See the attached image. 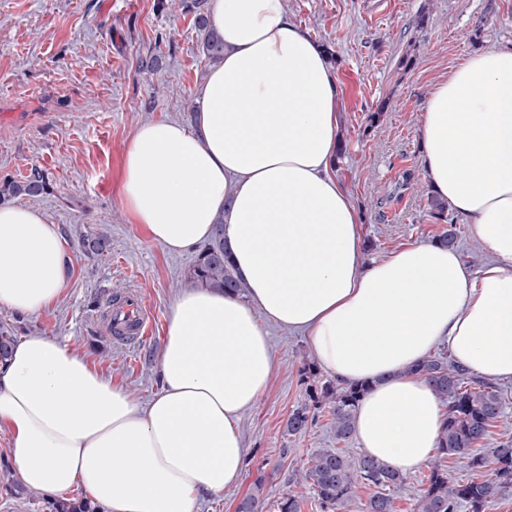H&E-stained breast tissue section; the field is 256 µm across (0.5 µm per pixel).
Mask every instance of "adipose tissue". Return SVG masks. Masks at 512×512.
I'll return each instance as SVG.
<instances>
[{
	"instance_id": "ef3b65f1",
	"label": "adipose tissue",
	"mask_w": 512,
	"mask_h": 512,
	"mask_svg": "<svg viewBox=\"0 0 512 512\" xmlns=\"http://www.w3.org/2000/svg\"><path fill=\"white\" fill-rule=\"evenodd\" d=\"M224 59L192 124L140 125L120 194L147 238L179 253L222 224L245 294L194 286L173 299L161 390L141 405L47 336L0 362V432L30 489L83 487L106 512H195L234 484L240 422L277 361L264 321L308 336L338 380L367 384L355 414L365 455L407 473L436 448L443 415L410 368L435 346L489 381L512 379V46L472 55L437 82L421 115L434 194L470 223L487 260L425 242L369 263L359 215L333 172L339 89L326 51L285 0H209ZM58 225L0 206V306L24 315L62 295Z\"/></svg>"
}]
</instances>
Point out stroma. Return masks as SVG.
<instances>
[{"label": "stroma", "mask_w": 512, "mask_h": 512, "mask_svg": "<svg viewBox=\"0 0 512 512\" xmlns=\"http://www.w3.org/2000/svg\"><path fill=\"white\" fill-rule=\"evenodd\" d=\"M287 7L332 52L341 91L334 170L360 213L366 260L435 240L444 224L428 206L420 116L434 85L466 58L512 45V0H287ZM202 41L193 13L173 0H0V179L45 171L47 194L16 202L59 225L72 258L54 305L36 315L0 307V324L20 338L66 343L143 404L160 390L167 310L196 255L167 252L129 222L121 159L140 124L190 122L187 107L211 69ZM152 52L163 54V70L138 72V58ZM101 233L111 238L109 253L84 255L82 237ZM116 289L140 296L152 321L147 338L123 341L106 331L102 305ZM264 328L277 369L242 417L241 477L223 494L203 496L196 512H236L259 478L262 512H278L287 495L301 512H322L297 472L324 449L360 453L357 440L337 444L324 411L305 434L288 435V415L305 397L300 370L315 355L304 334L270 321Z\"/></svg>", "instance_id": "stroma-1"}]
</instances>
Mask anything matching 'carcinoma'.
I'll return each mask as SVG.
<instances>
[{"label": "carcinoma", "instance_id": "1", "mask_svg": "<svg viewBox=\"0 0 512 512\" xmlns=\"http://www.w3.org/2000/svg\"><path fill=\"white\" fill-rule=\"evenodd\" d=\"M183 7L194 13L195 24L204 33L202 53L211 62L224 57V39L211 27L205 0H182ZM48 190L47 175L31 168L22 180H0V205L23 196H39ZM433 217L448 223L438 240L448 246L456 241L455 224L448 218L447 204L430 201ZM89 256H99L109 247L105 236L82 239ZM187 278L198 288L224 289L245 293V284L237 277L231 255L224 248L222 223L215 224L210 241L199 251L188 269ZM412 372L424 377L440 401L448 404L437 448L440 457L431 462L423 483L416 512H487L512 487V438L484 448L490 428L503 415L504 397L497 387L469 375L447 354L440 352L425 357ZM308 401L288 415L286 429L290 435H302L322 409L331 415L336 441L346 442L355 431V412L365 393L358 383L320 382L318 367L307 364L301 370ZM462 457L469 460L474 478L460 482L450 477L443 458ZM300 480L313 490L322 507L329 512H394V501L403 492L406 476L399 470L375 459L360 455L350 459L336 450H323L313 455ZM263 479L255 481L254 491L244 497L237 512H260L259 496ZM367 487L372 494L366 500L358 497V488ZM55 512H98L87 500L55 503Z\"/></svg>", "mask_w": 512, "mask_h": 512}]
</instances>
